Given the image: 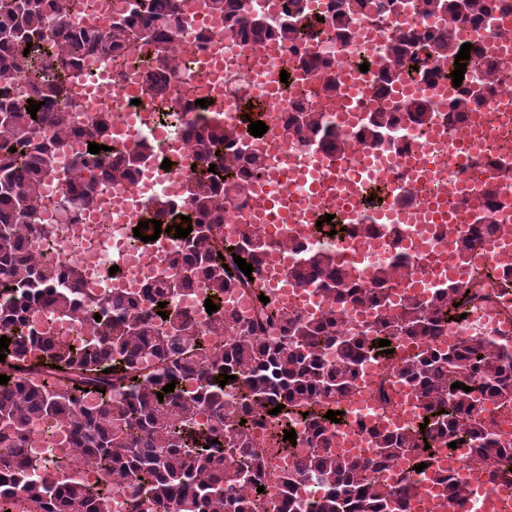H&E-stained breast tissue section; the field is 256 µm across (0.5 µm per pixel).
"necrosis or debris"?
Masks as SVG:
<instances>
[{
  "label": "necrosis or debris",
  "mask_w": 512,
  "mask_h": 512,
  "mask_svg": "<svg viewBox=\"0 0 512 512\" xmlns=\"http://www.w3.org/2000/svg\"><path fill=\"white\" fill-rule=\"evenodd\" d=\"M181 27L172 45L175 56L164 91L150 85V50L140 42L109 57L84 52L77 72L67 81L75 108L70 123L82 127L108 118L104 134L113 152H131L141 144L150 159L134 180L117 186L100 170L95 204L63 218L60 202L65 179L86 152L83 139L70 138L59 154L53 176L38 187L33 221L44 234L34 243L35 256H52L57 264L79 263V286L92 297H136L144 288L176 277L170 254L180 241L164 233L143 242L133 230L153 216L157 200L171 203L175 213L194 216L186 198L188 184L208 170L199 160L186 128L189 121L236 127L237 150L264 160L261 176L249 180L241 194L225 202L224 235L237 237L243 225L272 247L262 258V271L251 288L225 292L218 312L252 317L257 294L280 308L317 315L333 304L318 286L299 283L296 266L305 252L330 248L336 261L351 269L360 287L373 285L377 265L394 256L412 264L408 276L395 281L392 304L409 297L430 298L438 286L466 283L478 272L498 267L512 271V0H501L490 15L456 21L447 11L424 13L420 0H368L363 13L336 22L335 0H305L300 37L292 43L276 35L244 42L211 0H174ZM128 0H69L72 25L101 30ZM450 33L455 46L470 44V59L495 63L498 80L483 103L471 104L457 120H449L461 90L451 77L453 60L438 58L433 38ZM404 34H414L415 61L400 67L397 80L383 86L381 72L392 64L389 47ZM312 61L311 69L300 66ZM368 71H361V64ZM102 76L103 84L87 89L84 76ZM335 81L338 93L323 85ZM427 101L430 122L411 123L406 104ZM305 108L322 113L347 141L345 152L325 150L320 141H298L286 126L289 112ZM393 113V142L374 144L360 133L369 113ZM266 123L263 136L251 135L250 119ZM171 168H163V160ZM498 188L497 204L486 208L477 199L484 184ZM495 225L494 234L459 256L458 238L472 225ZM396 226L399 237L389 236ZM465 319L449 323L437 341L461 344L473 336H489L512 349V306L504 289L492 280L476 290ZM427 339L399 337L392 353H378L358 368L357 387L339 403L338 422L329 424L338 450L372 457L373 429H401L422 420L426 411L419 392L405 375L407 359L424 349ZM296 432L294 448L275 454L266 472L267 490L310 453L307 423L298 414L287 422L268 420L255 430L260 444L281 425ZM28 453L49 469H59L76 449L68 425L34 426Z\"/></svg>",
  "instance_id": "1"
}]
</instances>
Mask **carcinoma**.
I'll use <instances>...</instances> for the list:
<instances>
[{
  "label": "carcinoma",
  "mask_w": 512,
  "mask_h": 512,
  "mask_svg": "<svg viewBox=\"0 0 512 512\" xmlns=\"http://www.w3.org/2000/svg\"><path fill=\"white\" fill-rule=\"evenodd\" d=\"M62 2L0 0V280L9 285L0 291V336L11 339L8 349L0 351L6 354L0 375L10 376L7 384H0V512H8L17 502L24 512H106L98 493L84 483L60 475H35L39 463L25 455L35 421L49 426L67 423L75 447L94 454L104 477L127 491L128 512H403L418 487L404 476L390 488L381 486L378 474L400 460L430 464L438 441L469 445L477 463L490 457L512 462V444L501 443L481 418L487 401L512 408V354L484 336L450 344L446 352L430 345L410 359L408 380L423 399L429 419L425 429L375 434L376 453L368 460L334 450L324 415L352 392L358 364L377 349L378 340L438 336L450 319L460 318L461 308L472 297L467 289L449 283L431 299L410 298L390 313L388 291L396 278L410 272L401 261L379 268L377 287L367 291L351 285L350 273L336 265L331 252L306 253L298 278L319 279L337 302L369 301L376 311L373 323L355 336H344L339 330L344 318L334 306L319 315L292 316L260 301L248 321L226 317L213 323L211 331L226 336L219 354L210 350L193 321L166 307L168 319L159 327L149 317L131 313L139 305L135 298L109 301L80 294L77 266L49 271L34 264L31 240L43 230L29 225L26 241L18 225L33 217L36 189L53 171L55 154L68 140V113L52 108L66 98L64 73L87 49L110 56L135 38L152 47L156 74L161 75L171 62L170 45L181 31L170 0H140L130 13L100 31L60 23L57 30L65 33L67 50L55 53L42 48L41 42L49 27L66 17ZM365 4L366 0H337L336 19L343 21ZM425 6L431 11L446 8L458 18L479 17L497 8L491 0H425ZM212 8L238 26L245 40L271 33L263 16L239 15L240 0H212ZM303 14L302 0H288L277 35L296 40L300 30L295 21ZM21 79L34 87L29 99L42 103L34 119L26 110L29 99L12 94ZM406 112L416 124L431 119L423 101L412 103ZM392 123L384 111L370 114L363 138L380 142ZM44 127L53 134L40 139ZM288 127L300 137L318 136L333 152L347 147L345 139L324 126L319 112L300 109L289 115ZM191 136L196 155L209 159L224 155V145L234 141L236 131L203 125L193 128ZM149 150L143 144L114 156L107 178L116 185L129 182ZM235 161L237 172L223 163L187 188L197 212L208 215L237 196L241 184L232 178L258 176L264 166L256 156ZM65 199L86 205L93 195L78 176L69 182ZM494 231L491 224L473 227L461 239L459 255L476 247L482 233ZM267 248L247 224L237 239L227 241L224 225L196 224L183 247L171 255L177 280L148 289L147 298L158 303L171 292L203 288L209 298L219 300L225 289L249 283L234 258L245 259L255 276ZM43 305L64 319L75 318L82 310L101 319L92 335L70 345L29 325L31 314ZM271 331L279 333L278 342L267 339ZM322 344L336 353V363L328 364L319 355ZM145 354L155 361L148 374L141 366ZM105 369L110 373H103ZM226 374L235 379L222 387ZM172 381L174 391L163 392ZM457 381L471 391L451 388ZM89 394L99 405L91 411L79 409ZM277 406L283 416L307 414L312 451L283 475L278 492L266 501L257 488L263 485L272 454L259 446L252 427L271 418L268 411ZM202 413L213 419L207 428L198 426ZM304 475L323 482L322 496H296V483ZM431 484L454 507L470 494V487L450 469L434 471ZM247 489L255 498L243 497Z\"/></svg>",
  "instance_id": "cac0c4a2"
}]
</instances>
